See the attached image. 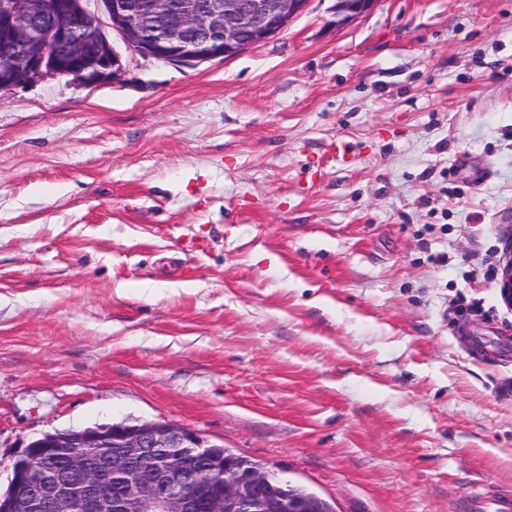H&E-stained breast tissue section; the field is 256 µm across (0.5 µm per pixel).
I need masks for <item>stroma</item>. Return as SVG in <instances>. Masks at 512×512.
Here are the masks:
<instances>
[{
  "label": "stroma",
  "instance_id": "1",
  "mask_svg": "<svg viewBox=\"0 0 512 512\" xmlns=\"http://www.w3.org/2000/svg\"><path fill=\"white\" fill-rule=\"evenodd\" d=\"M310 0L238 56L0 91V492L176 423L335 512L512 491V0ZM378 0H337L336 23L352 21L372 10ZM499 295L502 303L512 310V255L503 260L498 279Z\"/></svg>",
  "mask_w": 512,
  "mask_h": 512
}]
</instances>
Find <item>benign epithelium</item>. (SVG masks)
Masks as SVG:
<instances>
[{
    "instance_id": "obj_1",
    "label": "benign epithelium",
    "mask_w": 512,
    "mask_h": 512,
    "mask_svg": "<svg viewBox=\"0 0 512 512\" xmlns=\"http://www.w3.org/2000/svg\"><path fill=\"white\" fill-rule=\"evenodd\" d=\"M378 0H336V23ZM309 0H0V91L47 76L104 84L126 65L105 28L144 58L229 59L263 43L302 14ZM73 62L63 68L51 49ZM20 54L24 68L6 65ZM512 310V255L499 270ZM41 473L27 483L33 468ZM0 512H320L316 499L270 491L272 473L224 454L172 423L116 422L44 433L12 456Z\"/></svg>"
}]
</instances>
